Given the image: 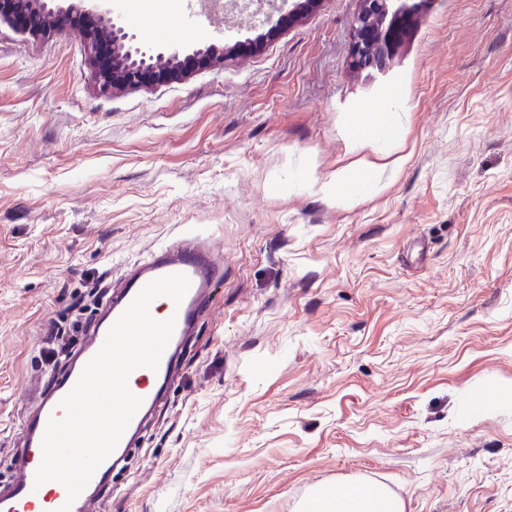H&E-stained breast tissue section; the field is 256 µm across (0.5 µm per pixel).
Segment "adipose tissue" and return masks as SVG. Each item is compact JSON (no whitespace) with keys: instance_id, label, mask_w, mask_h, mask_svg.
Masks as SVG:
<instances>
[{"instance_id":"obj_1","label":"adipose tissue","mask_w":512,"mask_h":512,"mask_svg":"<svg viewBox=\"0 0 512 512\" xmlns=\"http://www.w3.org/2000/svg\"><path fill=\"white\" fill-rule=\"evenodd\" d=\"M300 512H404V506L382 488L358 487L343 493L319 491L302 502Z\"/></svg>"}]
</instances>
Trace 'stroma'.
Instances as JSON below:
<instances>
[{
	"instance_id": "35a3bbf8",
	"label": "stroma",
	"mask_w": 512,
	"mask_h": 512,
	"mask_svg": "<svg viewBox=\"0 0 512 512\" xmlns=\"http://www.w3.org/2000/svg\"><path fill=\"white\" fill-rule=\"evenodd\" d=\"M387 72L359 0L231 20L222 66L101 96L79 28L0 23V485L51 323L188 230L224 274L103 512H297L381 484L405 512H512V0H406ZM138 43L206 41L112 0ZM390 112L396 135L351 140ZM400 168H391L394 158ZM387 170L348 206L324 191ZM375 165L362 161L349 170H339L336 173V203L348 204L356 196L360 182L367 176Z\"/></svg>"
}]
</instances>
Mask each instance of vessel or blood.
I'll return each mask as SVG.
<instances>
[{
	"label": "vessel or blood",
	"mask_w": 512,
	"mask_h": 512,
	"mask_svg": "<svg viewBox=\"0 0 512 512\" xmlns=\"http://www.w3.org/2000/svg\"><path fill=\"white\" fill-rule=\"evenodd\" d=\"M222 267L205 251L199 235L184 233L170 245L152 251L137 262L124 279L117 296L108 297L104 318L94 324L83 344L71 354L66 369L57 374L49 391L40 393L23 419L26 441L22 448V474L0 488V512H58L63 504H70L71 512H94L102 490L111 488L112 473L121 464L131 448L132 437L142 427L146 412L159 403L162 392L176 377L177 349L192 326L195 325L203 297L208 296L218 280ZM172 274L186 275L190 287L181 304L165 296L153 300L151 316L159 321L174 319L173 335L165 348L157 369L140 367L132 371L128 387L142 403L135 413L114 451L99 465L88 485L75 501H68L64 486L55 481L35 485L34 478L42 462L41 441L49 419H63L62 399L71 391L88 361L99 351L114 323L123 314L140 290L149 282Z\"/></svg>",
	"instance_id": "b4317fda"
}]
</instances>
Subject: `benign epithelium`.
Returning a JSON list of instances; mask_svg holds the SVG:
<instances>
[{
	"instance_id": "benign-epithelium-1",
	"label": "benign epithelium",
	"mask_w": 512,
	"mask_h": 512,
	"mask_svg": "<svg viewBox=\"0 0 512 512\" xmlns=\"http://www.w3.org/2000/svg\"><path fill=\"white\" fill-rule=\"evenodd\" d=\"M12 11L0 7V20L13 18L12 12L25 10L29 13V25L25 31L38 34L50 29L53 17L60 11L79 13L88 17L95 30L86 35L90 61L96 60V37L112 42V68L95 69L97 89L103 96L147 83H165L181 69L180 58L184 54L211 66L224 64V47L207 46L184 49L161 45L144 50L134 44L120 19L112 16L107 0H7ZM408 12L402 0H361V8L353 20L355 45L352 67L384 73L388 70L402 37Z\"/></svg>"
}]
</instances>
